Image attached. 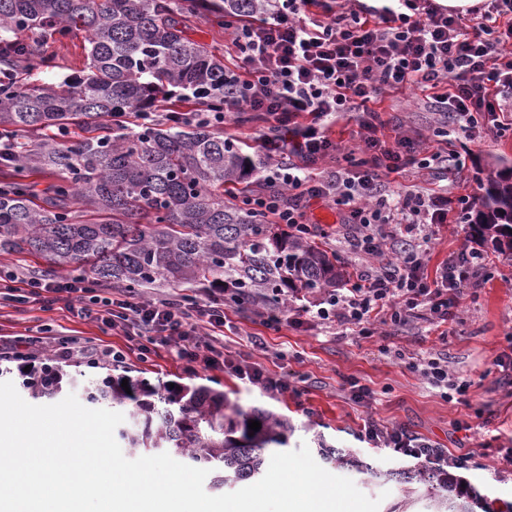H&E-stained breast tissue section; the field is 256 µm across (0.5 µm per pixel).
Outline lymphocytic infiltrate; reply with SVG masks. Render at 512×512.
Instances as JSON below:
<instances>
[{"instance_id": "lymphocytic-infiltrate-1", "label": "lymphocytic infiltrate", "mask_w": 512, "mask_h": 512, "mask_svg": "<svg viewBox=\"0 0 512 512\" xmlns=\"http://www.w3.org/2000/svg\"><path fill=\"white\" fill-rule=\"evenodd\" d=\"M239 64L224 71V108L215 112H169L171 122L207 121L220 126L235 112H256L266 124L260 147L266 157L261 189L248 207L311 235L305 205L336 206L348 229L337 242L358 274L345 287L327 292L309 318L333 323L368 338L375 324L400 325L424 316L444 324L454 320L461 296L484 278L481 253L461 248L428 272L430 244L440 224L461 223L477 196L409 189L391 193L385 180L409 168H429L457 154L424 156L419 140L403 134L378 137V115L368 103L383 92L416 86L432 90L438 124L456 121L466 139L498 136L512 128V0H484L463 16L436 0H398L362 12L356 0H267L261 18L226 23ZM345 112L358 115L360 163L320 177L308 166L335 156L340 147L325 122ZM10 299L19 304L64 306L134 340L141 359L157 347L174 345L189 372L221 370L273 394L292 385L284 375L236 359L222 335L227 322L223 289L211 288L176 299L142 298L100 292L84 277L65 282L19 283L0 270ZM59 360L91 367L121 368L122 349H104L74 336L60 341ZM366 440L418 460L441 474L459 467L447 450L422 442L404 428L363 427Z\"/></svg>"}]
</instances>
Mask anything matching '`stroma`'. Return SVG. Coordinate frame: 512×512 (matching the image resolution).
<instances>
[{
    "instance_id": "obj_1",
    "label": "stroma",
    "mask_w": 512,
    "mask_h": 512,
    "mask_svg": "<svg viewBox=\"0 0 512 512\" xmlns=\"http://www.w3.org/2000/svg\"><path fill=\"white\" fill-rule=\"evenodd\" d=\"M178 20L191 39L204 44L226 66H233L235 52L223 30L193 14H179ZM85 45L80 31L42 41L41 52L53 60V69L26 66L18 77L25 82L55 84L77 77L86 65ZM373 108L382 120L379 132L384 138L392 137L393 124L399 120L409 134L422 137L427 152L445 146L462 162L461 169L445 180L430 169L390 175L388 190L401 192L417 185L455 196L477 195L495 159L512 163L510 130L500 137L471 141L452 127L446 142H439L430 100L421 90L384 94ZM484 258V281L465 292L457 318L440 326L418 319L396 328L391 335L362 339L344 335L338 326L310 320L298 327L285 324L274 331L262 326L250 310H230L225 345L241 359L300 378L303 392L298 396L273 395L217 370L184 372L167 347L145 361L130 356L125 372L111 373L75 362H61L57 368L71 380L70 391L78 396L84 387L108 377L116 383L145 382L164 394L173 388L220 391L244 410L263 408L287 418L291 426L287 450L304 445L316 449L322 437L383 469L406 467L411 460L364 440L362 426L368 419L384 426H400L459 457L457 479L499 507L512 502V467L501 461L505 450L512 448V389L499 384L494 371L495 360L512 343V254L488 251ZM49 329L57 334L74 330L96 344L124 342L111 329L74 318L57 305L48 309L15 303L0 306V336L28 340L43 336ZM411 355L447 359L454 377L469 384L464 401L445 399L419 370L409 367L407 358ZM352 381L373 392L370 406L349 399L347 389ZM350 478L367 497L379 499V512H426L422 492L409 485H381L356 472Z\"/></svg>"
}]
</instances>
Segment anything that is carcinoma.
I'll return each mask as SVG.
<instances>
[{
    "label": "carcinoma",
    "instance_id": "1",
    "mask_svg": "<svg viewBox=\"0 0 512 512\" xmlns=\"http://www.w3.org/2000/svg\"><path fill=\"white\" fill-rule=\"evenodd\" d=\"M263 0H182L180 10L215 22L258 15ZM86 34L87 73L56 84L16 80L19 65L42 60L18 34ZM170 90L224 105V60L184 35L169 0H0V254L37 256L59 271L92 275L130 291L168 285L222 287L230 302L272 312L288 299L326 292L346 272L336 255L310 237L274 224L224 198V186L249 189L263 163L205 123L112 124L122 112H155ZM33 177L53 179L43 198ZM471 227L477 240L512 254V179L490 175ZM34 399L63 392L62 379L24 384ZM135 404L133 424L119 431L132 455L168 453L210 470L213 488L256 480L265 451L287 442L288 421L247 414L224 394L197 388L188 397L150 393ZM94 403L122 404L131 395L104 380L87 391ZM261 429L253 433L248 424ZM330 464L380 481L421 483L438 474L416 468L376 469L362 458L318 442ZM443 483V482H441ZM431 512H475L479 495L443 483Z\"/></svg>",
    "mask_w": 512,
    "mask_h": 512
}]
</instances>
